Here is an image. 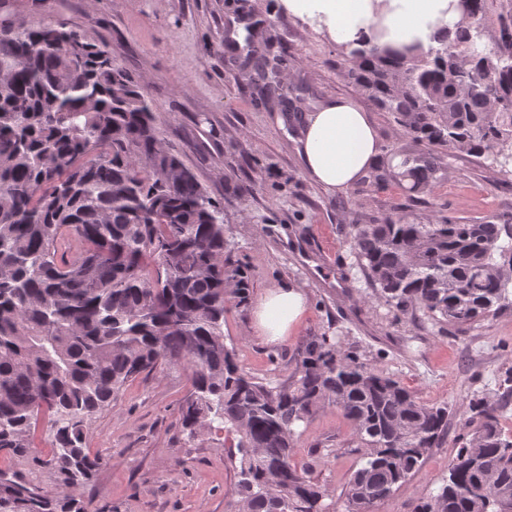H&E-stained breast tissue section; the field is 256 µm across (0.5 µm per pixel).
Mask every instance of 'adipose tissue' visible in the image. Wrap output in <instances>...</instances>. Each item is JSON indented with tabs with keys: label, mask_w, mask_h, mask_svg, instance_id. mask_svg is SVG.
Masks as SVG:
<instances>
[{
	"label": "adipose tissue",
	"mask_w": 512,
	"mask_h": 512,
	"mask_svg": "<svg viewBox=\"0 0 512 512\" xmlns=\"http://www.w3.org/2000/svg\"><path fill=\"white\" fill-rule=\"evenodd\" d=\"M450 0H277L305 23L324 22L330 39L352 48H399L426 41L438 18L454 21ZM295 150L303 173L332 192H348L381 153L376 131L354 98L328 100L302 117ZM309 296L296 284L265 289L255 301L251 335L280 346L305 315Z\"/></svg>",
	"instance_id": "1"
}]
</instances>
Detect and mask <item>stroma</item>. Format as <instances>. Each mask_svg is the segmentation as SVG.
Returning <instances> with one entry per match:
<instances>
[{
    "label": "stroma",
    "mask_w": 512,
    "mask_h": 512,
    "mask_svg": "<svg viewBox=\"0 0 512 512\" xmlns=\"http://www.w3.org/2000/svg\"><path fill=\"white\" fill-rule=\"evenodd\" d=\"M1 16L26 26L64 22L104 46L152 101L166 145L223 202L226 237L246 265L251 293L288 282L306 289L310 310L277 349L248 337L250 305L228 304L224 342L245 373L273 387L291 385L306 342L326 335L419 401L447 406L442 443L373 512H414L436 495L466 431V396L479 391L498 400V379L512 371V303L461 330L420 312L401 315L359 267L354 227L401 213L425 221L449 215L462 224L511 217L512 175L447 150L443 177L429 194L369 173L345 193L311 181L291 130L276 125L258 87L242 80L251 70L250 47L232 38L230 19L257 28L290 104L311 112L328 98L353 96L377 131L381 159L413 143L346 78L340 45L276 9L275 0H0ZM241 183L250 193H237ZM189 390L185 367L162 366L139 375L88 421L87 446L101 462L84 491L89 512H240L225 432L192 438L181 427ZM294 444L297 468L327 491L325 512H344L363 453L352 424L322 403L296 425Z\"/></svg>",
    "instance_id": "obj_1"
}]
</instances>
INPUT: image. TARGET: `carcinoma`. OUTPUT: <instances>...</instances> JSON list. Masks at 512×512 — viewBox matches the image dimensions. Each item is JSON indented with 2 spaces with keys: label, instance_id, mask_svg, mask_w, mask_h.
Returning <instances> with one entry per match:
<instances>
[{
  "label": "carcinoma",
  "instance_id": "1",
  "mask_svg": "<svg viewBox=\"0 0 512 512\" xmlns=\"http://www.w3.org/2000/svg\"><path fill=\"white\" fill-rule=\"evenodd\" d=\"M454 26L429 44L347 53L346 77L424 150L387 163L380 180L427 194L441 150L512 167V0H457ZM266 102L281 105L265 64ZM358 263L396 311L462 328L496 313L512 288V219L459 224L399 214L358 224ZM249 283L231 262L224 205L164 145L140 83L65 24L0 22V451L46 488L0 477V512H88L80 491L100 461L87 421L142 372L190 370L183 429L232 437L248 512H323L326 490L291 461L294 425L329 402L364 447L346 512H369L405 483L448 430V407L336 347L310 340L298 379L271 388L241 372L224 344L226 302ZM440 492L415 512H502L512 506V434L500 407L468 403ZM50 455L30 451L39 415Z\"/></svg>",
  "mask_w": 512,
  "mask_h": 512
}]
</instances>
